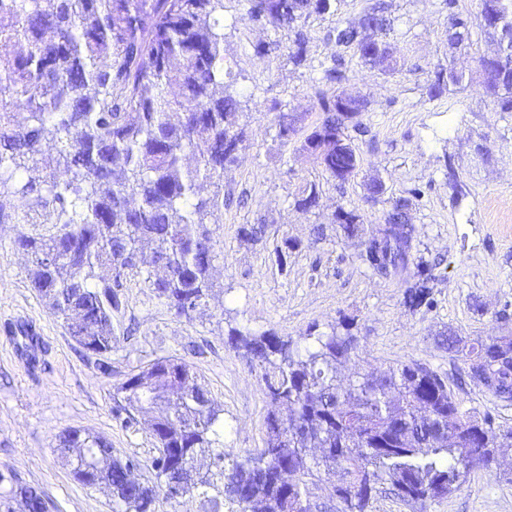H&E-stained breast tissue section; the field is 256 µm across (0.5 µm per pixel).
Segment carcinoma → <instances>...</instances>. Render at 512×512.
<instances>
[{
	"label": "carcinoma",
	"instance_id": "carcinoma-1",
	"mask_svg": "<svg viewBox=\"0 0 512 512\" xmlns=\"http://www.w3.org/2000/svg\"><path fill=\"white\" fill-rule=\"evenodd\" d=\"M448 0V43L462 48L472 21ZM331 0H248L247 20L293 34L289 59L306 58L301 22L325 14ZM478 27L498 49H512V0H481ZM391 29L386 7L374 4L332 32L336 44L355 46L360 59L391 73L399 67L382 39ZM0 43H23L20 55L0 54V221L48 224L15 243L30 258L32 288L67 323L87 351H112V306L131 272H147L158 297L186 319L209 305L217 258L208 218L219 208L224 170L237 159L243 130L240 101L224 83V0H0ZM478 78L499 110L512 112V53L479 60ZM473 74L439 67L428 88L433 99L461 88ZM324 117L306 134L312 152L340 184L356 173L349 124L367 111L360 96L315 91ZM302 116L281 112L279 136L298 131ZM55 153L41 158L43 148ZM216 191L199 194L202 182ZM407 200L396 201L384 223L401 234L383 246L366 239L360 257L374 274L407 272L405 302L428 303L431 269L410 253L417 233ZM348 237L359 216L333 214ZM57 255L54 264L44 256ZM305 336L309 345L272 332L232 329L231 344L258 368L268 399L265 446L228 458L220 439L224 409L192 366L159 359L120 386L127 409L161 403L151 424L156 481L131 479L135 458L108 457L90 471L84 449L102 438L81 430L60 437L74 478L107 487L116 512H156V502L199 495L206 512H315L313 487L320 467L339 473L342 512H367L374 496L392 493L410 505L444 499L476 470L496 471L512 483L500 449L512 447V426L463 409L438 372L417 361L390 365L348 382L338 368L351 360L358 340L349 325ZM468 361V376L495 397L512 400V336L467 341L448 332L440 341ZM206 454V471L180 497L166 493L175 470ZM48 512L44 494L20 487L0 495V512Z\"/></svg>",
	"mask_w": 512,
	"mask_h": 512
}]
</instances>
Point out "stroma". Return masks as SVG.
Here are the masks:
<instances>
[{
    "instance_id": "35a3bbf8",
    "label": "stroma",
    "mask_w": 512,
    "mask_h": 512,
    "mask_svg": "<svg viewBox=\"0 0 512 512\" xmlns=\"http://www.w3.org/2000/svg\"><path fill=\"white\" fill-rule=\"evenodd\" d=\"M374 2L336 0L335 12L310 15L307 57L296 67L287 50L255 53L259 43L287 41L286 32L253 27L244 19L247 0H224V65L244 137L237 162L224 171V203L211 227L218 298L205 314L176 317L144 274H131L112 313L111 353L84 351L32 288L27 257L14 243L18 225L0 222V493L28 486L45 495L49 512H112L110 493L78 483L61 458L67 429L104 436L114 457L138 459L135 477L152 483L151 415L126 413L120 386L163 358L189 363L223 407L225 454L263 447L266 398L250 361L229 342L233 327L295 338L348 320L359 341L349 371L414 360L440 373L463 408L512 425V402L460 384L465 359L438 343L451 331L469 339L512 336V112L498 111L476 82L427 96L438 67L475 68L494 45L475 27L467 51L450 48L445 0H384L394 20L387 39L403 67L382 73L331 37ZM336 62L343 87L368 100L360 128L347 130L359 168L343 184L300 150L322 118L314 87ZM281 109L304 116L300 133L287 140L278 135ZM375 180L383 185L377 196ZM309 184L319 204L298 209ZM399 198L409 199L418 230L411 254L434 275L428 304L416 309L404 303L403 274L378 276L359 258L361 236L374 234ZM340 208L359 215L360 237L333 222ZM258 226L265 229L260 243L248 235ZM284 238L293 248L280 267L271 252ZM427 512H512V484L477 471Z\"/></svg>"
}]
</instances>
